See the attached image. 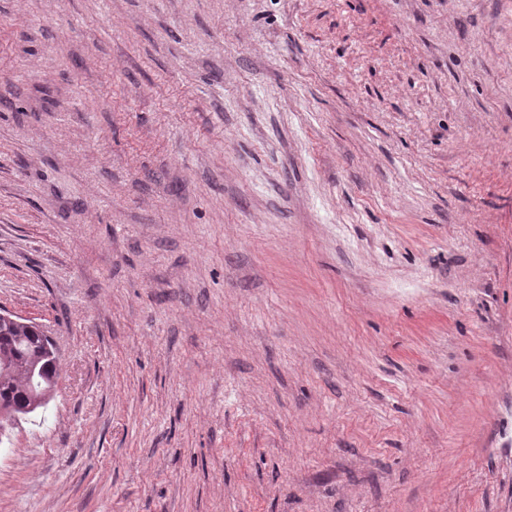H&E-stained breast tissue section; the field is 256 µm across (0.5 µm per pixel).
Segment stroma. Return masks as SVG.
Returning a JSON list of instances; mask_svg holds the SVG:
<instances>
[{
    "instance_id": "1",
    "label": "stroma",
    "mask_w": 512,
    "mask_h": 512,
    "mask_svg": "<svg viewBox=\"0 0 512 512\" xmlns=\"http://www.w3.org/2000/svg\"><path fill=\"white\" fill-rule=\"evenodd\" d=\"M0 309V512H512V0H0ZM41 330L28 320L0 323V414H32L49 403L43 396L54 390L59 358Z\"/></svg>"
}]
</instances>
